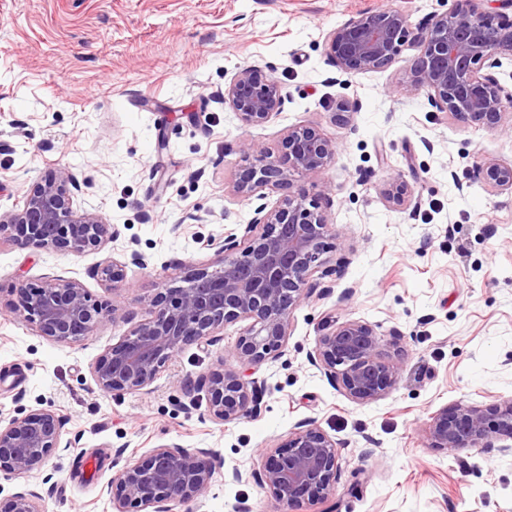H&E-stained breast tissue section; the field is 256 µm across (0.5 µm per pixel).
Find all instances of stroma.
<instances>
[{
  "instance_id": "35a3bbf8",
  "label": "stroma",
  "mask_w": 512,
  "mask_h": 512,
  "mask_svg": "<svg viewBox=\"0 0 512 512\" xmlns=\"http://www.w3.org/2000/svg\"><path fill=\"white\" fill-rule=\"evenodd\" d=\"M448 0H0V211L19 208L51 167L81 181L78 203L104 214L117 240L79 255L0 243V424L52 408L67 451L31 476L0 474V498L28 489L40 512H113L118 466L177 443L211 453L214 475L196 501L172 512H283L251 478L265 452L312 420L339 443L329 504L299 512H512V455L500 448L441 449L427 425L443 406L481 409L512 397V191L474 181L485 162L512 163V115L499 126L463 123L426 94L395 95L418 56L404 48L385 68L345 75L325 38L367 11L398 8L411 23ZM272 70L287 92L268 122L242 126L224 105L240 68ZM348 103L352 116L339 122ZM314 125L341 146L325 171L298 181L329 224L345 233L325 254L330 293L294 308L284 354L257 371L261 413L211 418L197 378L237 369L229 349L241 326L208 348L189 346L146 389L115 397L91 368L129 323L56 343L15 317L14 290L51 276L80 282L93 300L149 316L167 280L214 259L211 238L248 223L235 197L242 139L278 151L289 127ZM414 207L383 196L389 175ZM332 194H324V183ZM145 257L130 264L131 251ZM126 265L118 282L95 271ZM357 319L399 330L384 357L398 384L359 404L309 363L331 325ZM243 478L234 482L232 470Z\"/></svg>"
}]
</instances>
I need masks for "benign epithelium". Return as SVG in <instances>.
Returning a JSON list of instances; mask_svg holds the SVG:
<instances>
[{
    "label": "benign epithelium",
    "mask_w": 512,
    "mask_h": 512,
    "mask_svg": "<svg viewBox=\"0 0 512 512\" xmlns=\"http://www.w3.org/2000/svg\"><path fill=\"white\" fill-rule=\"evenodd\" d=\"M420 48L409 80L399 85L410 97L425 91L431 105L458 120L495 125L512 112V90L490 69L498 56L512 55V19L503 13H475L459 5L430 15L417 29L398 9L365 12L329 33L326 56L343 74L391 64L408 44ZM286 95L272 75L258 66L241 68L224 86V104L245 127L261 125L283 108ZM339 144L315 126L288 128L273 153L245 140L234 192L246 201L265 198L264 190L291 187L299 179L329 167ZM492 189H512V164L491 161L476 171ZM80 184L65 168H51L35 181L23 206L0 212V240L23 248L81 254L119 236L106 218L76 205ZM386 199L396 208L411 204L412 194L397 175L387 178ZM341 233L306 196L293 193L272 207L260 204L241 228L210 240L213 269H193L180 285L167 283L150 300L151 317L135 325L96 361L98 388L114 396L150 386L161 369L186 347L209 346L224 327L248 325L233 345L243 372L215 369L199 377L208 396L209 414L226 423L260 412L263 386L255 367L276 359L286 346L289 314L296 306L322 296L315 274L325 277L322 255L327 240ZM13 313L56 342L81 341L104 322H115L116 309L89 298L85 288L61 276L37 288L21 287ZM377 327L350 319L318 339L309 355L312 366L338 383L360 403L382 399L399 377V362L379 356ZM432 448H487L501 444L512 451V398L482 410L442 407L428 427ZM62 423L49 408L32 410L0 426V472L26 476L64 451ZM205 449L163 444L112 479L114 512H171V504L199 498L212 479ZM339 471L337 443L310 421L298 422L287 440L267 453L251 478L287 509L324 503ZM38 494L29 490L0 501V512H39Z\"/></svg>",
    "instance_id": "obj_1"
}]
</instances>
